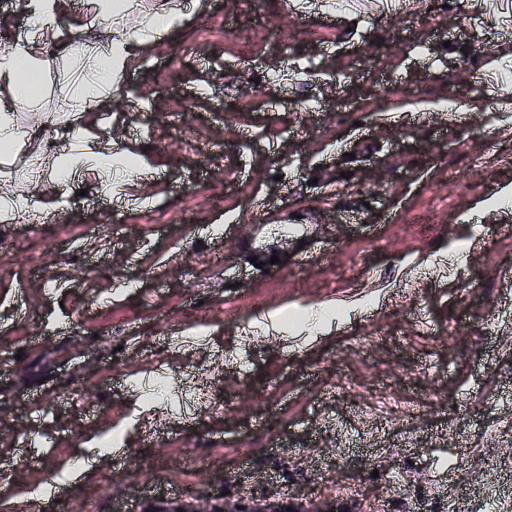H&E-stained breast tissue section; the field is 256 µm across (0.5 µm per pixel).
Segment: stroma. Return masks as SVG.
I'll return each instance as SVG.
<instances>
[{
  "label": "stroma",
  "instance_id": "35a3bbf8",
  "mask_svg": "<svg viewBox=\"0 0 512 512\" xmlns=\"http://www.w3.org/2000/svg\"><path fill=\"white\" fill-rule=\"evenodd\" d=\"M133 2L68 10L40 48L179 10L107 109L6 112L28 136L0 151V198L23 201L0 218V501L512 512V0ZM68 135L140 178L57 174ZM171 330L208 342L174 353ZM158 372L172 391L147 399ZM116 430L120 454L72 479ZM143 512H336L332 505L315 500L297 502H267L259 500L248 511H238L233 505L217 504L209 500L195 502H172L168 500H150Z\"/></svg>",
  "mask_w": 512,
  "mask_h": 512
}]
</instances>
